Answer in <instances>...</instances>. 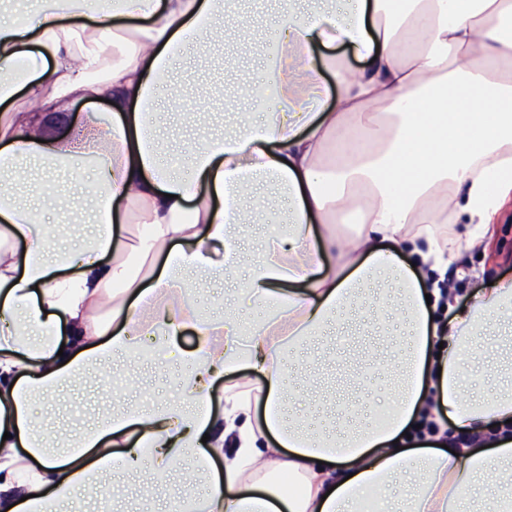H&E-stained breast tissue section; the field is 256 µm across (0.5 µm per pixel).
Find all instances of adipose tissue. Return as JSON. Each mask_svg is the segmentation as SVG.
<instances>
[{
	"mask_svg": "<svg viewBox=\"0 0 512 512\" xmlns=\"http://www.w3.org/2000/svg\"><path fill=\"white\" fill-rule=\"evenodd\" d=\"M305 3L280 11L263 56L278 108L242 136L185 142L186 178L160 162L157 93L180 98L168 71L183 44L233 43L223 0H42L28 24L0 18V512H68L99 495L118 448L131 471L149 458L153 481L182 474L174 512H512V279L463 306L444 278L470 276L466 253L492 254L512 206V0ZM107 34L122 60L97 80ZM336 40L362 67L316 63L314 45ZM36 54L43 66H25ZM98 97L110 111L43 140L35 106ZM35 158L98 202L96 224L53 255L37 205L9 189ZM268 184L288 216L249 255ZM342 213L356 235L337 229ZM241 273L269 312L248 326L229 306L203 315L197 287ZM187 330L177 398L77 434L34 416L89 371L116 390L115 354ZM330 330L335 347L307 351ZM476 358L492 387L469 395ZM236 370L264 381L212 411ZM377 377L391 392L379 415ZM297 390L340 418L310 426L289 409Z\"/></svg>",
	"mask_w": 512,
	"mask_h": 512,
	"instance_id": "ef3b65f1",
	"label": "adipose tissue"
}]
</instances>
